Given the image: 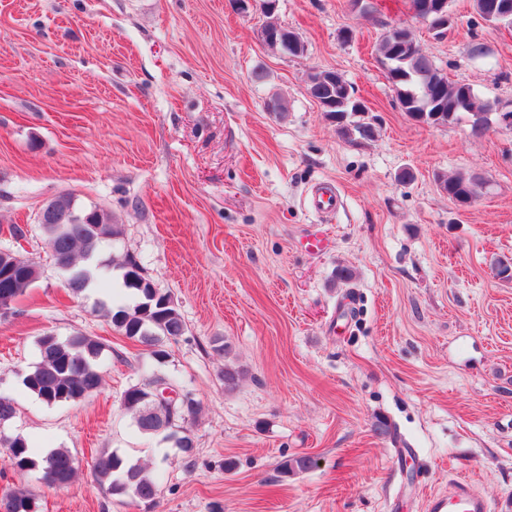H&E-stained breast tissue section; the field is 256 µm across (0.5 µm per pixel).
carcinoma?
<instances>
[{"instance_id":"1","label":"carcinoma","mask_w":512,"mask_h":512,"mask_svg":"<svg viewBox=\"0 0 512 512\" xmlns=\"http://www.w3.org/2000/svg\"><path fill=\"white\" fill-rule=\"evenodd\" d=\"M378 51L380 61L390 67L389 81L395 88L398 103L412 119L427 124H445L458 119L464 111L474 134L482 135L489 129L490 102L480 99L469 85L450 82L420 51L407 29L388 26L381 36ZM310 96L318 103L333 104L326 114L336 122L342 139L356 142L373 138L371 123L355 119L359 115L356 101L351 86L341 74L325 72L323 79L311 85ZM440 187L450 200L465 206L482 193L486 182L477 174L457 173L441 178ZM55 204L58 223L45 224L43 229L54 264L61 270L64 288L74 295L93 288L104 292L105 299L97 302L96 311L123 335L145 347L155 362H164L169 357L166 342L186 331L172 296L156 288L135 257L127 254L120 262L106 260V265L119 272L124 288L135 291V300L125 305H113L99 263L103 261L101 247L118 238L121 228L112 223L110 213L79 207L71 193L56 197ZM0 264L12 267L7 285L10 303L0 302V307L11 309L37 281L40 270L16 251L1 259ZM38 348L40 360L26 374L23 384L45 405L82 401L100 387L101 342L85 335L66 340L44 335L38 339ZM158 385L175 389L177 381L171 374L153 368L144 385L124 391L122 406L132 415L142 436L149 438L164 432L167 438L176 439L177 447L184 453L190 454L195 448L194 440L188 434L179 437L177 433L184 431V424L197 414L198 402L188 395L185 396L188 400L185 406L180 401L174 407L155 401L149 394ZM16 412L15 400L0 395V428L12 420ZM0 447L5 449V462L19 473L41 467V479L49 488H63L74 477L75 458L67 450L53 449L38 462L22 436L0 435ZM311 464L312 460L307 456L286 459L279 464V473L286 477L309 469ZM93 473L95 480L101 485L108 484L109 491L114 494L127 495L147 504L157 498L159 478L139 463L124 464L115 452L97 458ZM0 512H35L34 499L21 489L11 492L0 499Z\"/></svg>"}]
</instances>
